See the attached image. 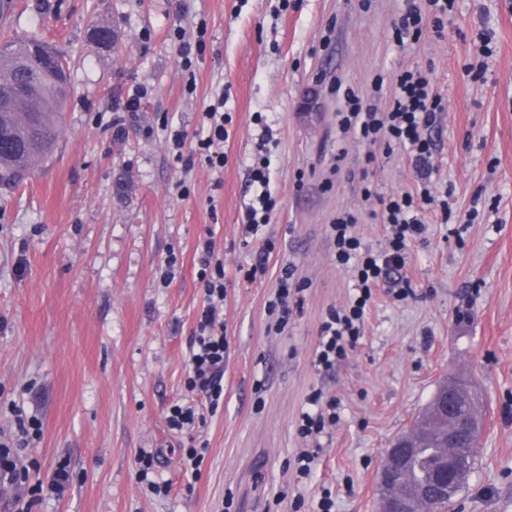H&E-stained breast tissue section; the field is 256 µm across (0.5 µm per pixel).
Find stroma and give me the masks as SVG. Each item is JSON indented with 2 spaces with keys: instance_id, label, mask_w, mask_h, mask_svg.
I'll use <instances>...</instances> for the list:
<instances>
[{
  "instance_id": "obj_1",
  "label": "stroma",
  "mask_w": 512,
  "mask_h": 512,
  "mask_svg": "<svg viewBox=\"0 0 512 512\" xmlns=\"http://www.w3.org/2000/svg\"><path fill=\"white\" fill-rule=\"evenodd\" d=\"M402 0H0V41L34 36L69 58L71 97L58 148L21 186L0 187V441L14 442L15 481L0 480V512H378L373 475L398 433L441 381L462 374L482 401L484 431L456 512H512V0H457L443 37L398 47ZM111 32L109 43L94 36ZM205 29V48L182 70L180 38ZM492 38L484 80L478 32ZM425 70L444 112L430 134V190L448 210L402 271L399 301L379 289L355 347L327 373L313 365L319 328L347 300L330 224L357 216L363 243L387 232L382 198L414 189L408 155L341 137L345 89L376 104L399 70ZM147 89L136 120L116 108ZM223 164L184 169L170 129L205 126L217 98ZM264 116L275 207L260 241L243 246L248 167ZM377 197L365 200L364 187ZM213 234L224 258V404L192 434L165 422L176 402L197 405L186 355L203 299L195 249ZM177 262L162 281L168 256ZM264 262L247 281L239 266ZM305 303L283 331L266 304L282 263ZM336 399L339 420L319 439L317 465L298 480L305 443L297 422L311 390ZM40 431L21 437L19 418ZM206 443L195 474L183 450ZM160 451L139 480L141 452ZM139 477L141 479V482H145L147 487L150 489V493L154 495H162L167 496L170 492V486L168 484H163L159 482H155L153 480L148 479V474L151 472V470L155 467V457L154 454H143L139 458Z\"/></svg>"
}]
</instances>
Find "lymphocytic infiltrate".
<instances>
[{"label": "lymphocytic infiltrate", "mask_w": 512, "mask_h": 512, "mask_svg": "<svg viewBox=\"0 0 512 512\" xmlns=\"http://www.w3.org/2000/svg\"><path fill=\"white\" fill-rule=\"evenodd\" d=\"M455 0H406L400 23L394 30L397 45L418 40L424 17H431L435 33H442ZM444 106L440 95L432 89L426 73L418 68L398 72L393 88L383 107L364 106L354 92L345 95V110L340 120L342 133H353L367 145L383 143L386 149L399 148L408 154L422 186L420 194L409 192L390 197L384 204L380 219L388 230L385 250L375 251L366 247L355 231V215L344 213L332 224L335 236L336 263L350 269L354 279L353 293L341 310L329 311L322 323L313 364L318 370L334 369L348 348L358 339L366 314L373 302V292L378 288H403L407 281L400 272L405 266V256L413 243L425 231L419 219V203L431 202L428 188L435 168L433 163L435 143L429 136ZM269 132H262L257 145L258 153L249 167L250 183L254 188L251 203L245 208L243 224L249 235H258L269 222L273 201L269 191L268 144ZM196 250L200 280L203 284V301L196 327L189 345L190 389L202 393L210 411H217L224 402V295L226 274L224 261L215 252L212 237L199 240ZM293 269L281 265L277 278V291L268 303L269 314L275 315V329H284L289 320L303 309L304 288L293 283ZM308 408L302 412L298 433L302 438L314 439L326 426L337 419L335 400L324 399L321 392H312L307 398Z\"/></svg>", "instance_id": "obj_1"}]
</instances>
